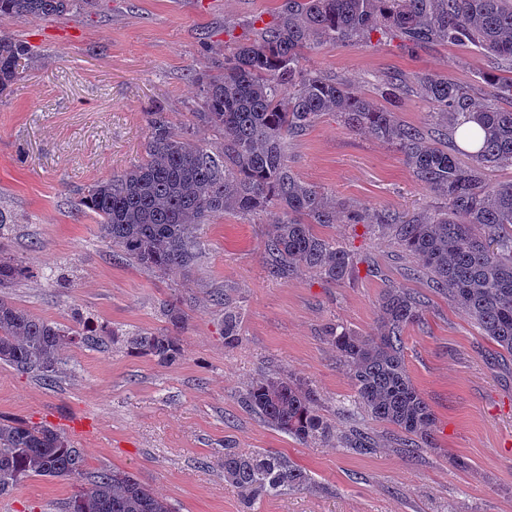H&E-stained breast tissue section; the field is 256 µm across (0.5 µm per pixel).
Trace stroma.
Returning <instances> with one entry per match:
<instances>
[{
  "label": "stroma",
  "mask_w": 512,
  "mask_h": 512,
  "mask_svg": "<svg viewBox=\"0 0 512 512\" xmlns=\"http://www.w3.org/2000/svg\"><path fill=\"white\" fill-rule=\"evenodd\" d=\"M284 0H98L56 19L0 20V35L27 42L36 64L0 95V255L34 278L7 295L31 314L69 327L75 313L105 337L70 341L64 372L48 383L0 363V416L47 423L82 448L89 472L120 468L159 492L176 512H512V357L500 356L447 294L414 276L395 237L363 224L326 232L363 256L345 283L302 270L269 274L265 215L214 217L200 233L191 273H154L112 253L94 214L74 203L98 180L145 154L149 111L177 126L199 111L194 76L252 37ZM308 68L342 77L379 99L393 72L447 75L477 86L490 64L474 49L434 45L415 52L373 33L356 46L322 44ZM294 173L357 205L404 215L439 206L389 144L321 117L290 139ZM396 286L424 295L422 323L404 332L407 372L436 425L422 448L372 421L325 338L331 324L363 334L377 327V300ZM181 300L188 321L172 365L127 346L124 335L166 324ZM240 312V340L224 346V308ZM280 368L312 381L328 442L303 444L244 405L253 378ZM372 450L350 448L353 431ZM228 448L280 452L305 468L311 485L254 499L224 479ZM78 480L33 477L0 496V512H62Z\"/></svg>",
  "instance_id": "stroma-1"
}]
</instances>
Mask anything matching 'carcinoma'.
Listing matches in <instances>:
<instances>
[{
	"label": "carcinoma",
	"mask_w": 512,
	"mask_h": 512,
	"mask_svg": "<svg viewBox=\"0 0 512 512\" xmlns=\"http://www.w3.org/2000/svg\"><path fill=\"white\" fill-rule=\"evenodd\" d=\"M96 0H0V19L63 17L93 8ZM374 32L390 33L416 51L429 45L475 48L497 68L486 73L488 99L447 75L393 74L380 81L381 98L405 94L415 84L432 106L431 129L400 122L384 105L354 91L341 78L304 65L314 44L356 45ZM34 58L27 42L0 36V94L22 77ZM201 92L194 123L176 128L158 109L149 113L145 157L94 183L75 204L97 217L112 252L140 268L165 274L190 271L199 255L198 231L224 213L273 218L264 244L269 273L287 278L300 270L331 284L356 268L354 253L316 225L374 224L390 232L418 261L433 287L450 296L499 353L512 357V181L490 185L485 171L512 167V0H286L274 20L252 39L224 54V62L196 76ZM332 113L349 129L394 145L415 177L442 205L408 219L367 209L306 183L294 173L288 138ZM483 133L463 163L448 151V138L465 124ZM210 130L218 145L199 137ZM31 277L18 261L0 257V288ZM378 330L363 335L341 325L328 343L346 369L355 397L372 420L403 434V445L426 441L435 426L428 403L413 384L403 357V333L421 320L424 297L387 288L378 298ZM167 325L129 335L134 349L171 365L180 355L187 314L180 300L168 304ZM77 331L36 317L0 297V363L37 372L52 382L63 371L61 350L71 336L93 337L77 315ZM239 313L224 307V346L238 342ZM246 408L301 443L328 440L333 425L321 398L305 379L285 371L253 381ZM87 474L83 450L49 424L0 418V495L34 476L71 480ZM224 479L247 498L304 489L307 472L279 452L228 448ZM69 512H175L164 497L134 474L114 468L88 480L66 503Z\"/></svg>",
	"instance_id": "carcinoma-1"
}]
</instances>
